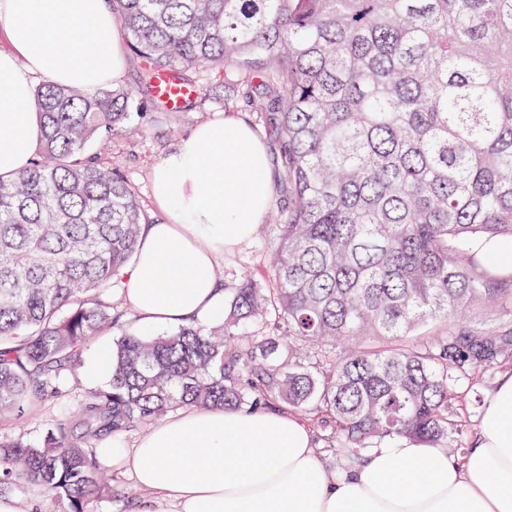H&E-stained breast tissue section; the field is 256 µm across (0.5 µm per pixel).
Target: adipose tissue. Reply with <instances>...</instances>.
I'll return each mask as SVG.
<instances>
[{"label": "adipose tissue", "instance_id": "1", "mask_svg": "<svg viewBox=\"0 0 512 512\" xmlns=\"http://www.w3.org/2000/svg\"><path fill=\"white\" fill-rule=\"evenodd\" d=\"M123 48L107 0H0V181L27 168L36 79L88 92L119 81ZM271 158L244 122H205L152 167L164 219L145 225L119 295L144 326L215 319L218 258L251 239L273 196ZM177 455L169 466L165 457ZM148 504L170 512H512V370L487 398L459 459L387 439L342 473L324 466L309 426L279 410H190L112 451Z\"/></svg>", "mask_w": 512, "mask_h": 512}]
</instances>
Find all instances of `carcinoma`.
<instances>
[{
	"instance_id": "carcinoma-1",
	"label": "carcinoma",
	"mask_w": 512,
	"mask_h": 512,
	"mask_svg": "<svg viewBox=\"0 0 512 512\" xmlns=\"http://www.w3.org/2000/svg\"><path fill=\"white\" fill-rule=\"evenodd\" d=\"M137 87L44 81L30 167L0 181V419L53 402L93 337L106 387L40 438L0 439V494L53 512L112 491L100 443L169 412L277 403L347 459L405 436L457 452L460 390L512 358V0H109ZM251 104L274 138L268 278L224 288V320L145 336L112 305L152 223L103 153L146 117L159 73ZM2 495L3 496H0V512H17L16 507L19 512V507H21V504H24L26 502L27 504L30 502L39 505L41 504L42 510H49V506L46 503L45 499L43 498L40 489L35 486H26L13 493Z\"/></svg>"
}]
</instances>
